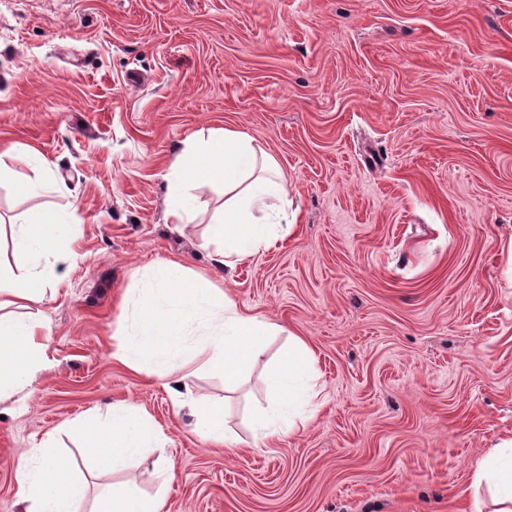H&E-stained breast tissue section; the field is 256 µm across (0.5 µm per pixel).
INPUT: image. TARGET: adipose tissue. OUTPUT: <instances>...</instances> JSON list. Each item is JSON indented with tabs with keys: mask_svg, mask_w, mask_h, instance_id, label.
I'll return each instance as SVG.
<instances>
[{
	"mask_svg": "<svg viewBox=\"0 0 512 512\" xmlns=\"http://www.w3.org/2000/svg\"><path fill=\"white\" fill-rule=\"evenodd\" d=\"M206 184L224 190L209 238L217 244L225 266L253 257L290 232L292 201L287 184L275 159L246 132L200 131L184 140L168 173L171 223L191 222L194 192ZM4 235L26 263L14 269L0 264V396L22 390L47 359L50 338L44 324L31 314L45 302L48 291L39 265L70 250L59 217L39 208L1 224L0 237ZM317 379L312 350L301 337L291 336L287 353L266 375L267 392L277 404L272 412L254 417L255 438L289 434L304 425L302 409L316 397ZM70 429L85 440L103 470L140 455L163 436L132 404L112 406L104 414L90 413L71 423ZM16 481L26 512H79L88 491L86 481L56 453L51 434L22 455ZM472 486L489 494L493 512H512V436L502 438L477 463Z\"/></svg>",
	"mask_w": 512,
	"mask_h": 512,
	"instance_id": "obj_1",
	"label": "adipose tissue"
}]
</instances>
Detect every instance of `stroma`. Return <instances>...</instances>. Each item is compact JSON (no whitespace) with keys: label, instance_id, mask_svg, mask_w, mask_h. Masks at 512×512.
<instances>
[{"label":"stroma","instance_id":"1","mask_svg":"<svg viewBox=\"0 0 512 512\" xmlns=\"http://www.w3.org/2000/svg\"><path fill=\"white\" fill-rule=\"evenodd\" d=\"M245 131L277 159L296 221L227 268L208 227L166 219V174L198 130ZM6 166L69 188L40 207L72 238L40 308L48 364L0 399V512H24L16 469L46 434L89 483H125L163 512H467L472 471L512 435V0H0ZM174 262L240 313L283 326L234 386L186 339L174 378L112 353L140 276ZM303 337L319 372L306 427L253 438L265 376ZM181 382L223 404L237 436L205 442ZM143 408L160 447L96 471L69 424ZM174 467L167 479L162 467Z\"/></svg>","mask_w":512,"mask_h":512}]
</instances>
